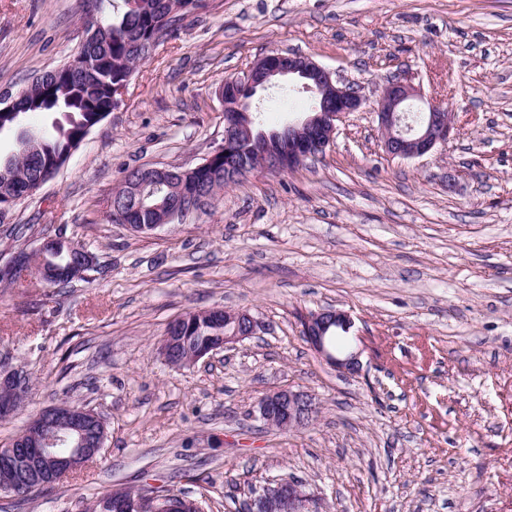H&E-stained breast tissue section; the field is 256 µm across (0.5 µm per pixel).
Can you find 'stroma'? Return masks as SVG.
I'll return each mask as SVG.
<instances>
[{
  "label": "stroma",
  "instance_id": "1",
  "mask_svg": "<svg viewBox=\"0 0 512 512\" xmlns=\"http://www.w3.org/2000/svg\"><path fill=\"white\" fill-rule=\"evenodd\" d=\"M78 0H0V91L77 52ZM281 52L312 57L369 104L323 155L257 171L150 234L110 218L145 166L195 167L224 142L226 79ZM447 100L454 130L389 157L371 106L391 76ZM254 102L266 131L304 118L299 85ZM66 235L97 271L64 286L0 280V364L32 391L0 421V447L59 403L100 413V454L23 505L80 512L152 485L204 512H244L293 478L320 512H512V0H207L133 73L117 108L0 223V269ZM246 311L258 335L183 369L159 345L188 311ZM349 313L361 369L343 375L301 334L303 316ZM305 390L306 428L255 406Z\"/></svg>",
  "mask_w": 512,
  "mask_h": 512
}]
</instances>
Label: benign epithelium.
Returning <instances> with one entry per match:
<instances>
[{
  "label": "benign epithelium",
  "mask_w": 512,
  "mask_h": 512,
  "mask_svg": "<svg viewBox=\"0 0 512 512\" xmlns=\"http://www.w3.org/2000/svg\"><path fill=\"white\" fill-rule=\"evenodd\" d=\"M288 78L318 97L309 115L290 124L276 140L265 133L251 135L253 97L275 84V78ZM367 99L359 89L344 81L310 57L272 53L249 66L243 74L224 82V183L234 184L253 169L240 149L243 134H248L247 150L267 160L273 172L292 170L306 159L323 152L333 140L337 123L364 108ZM382 146L390 157L423 156L448 141L454 129L451 113L435 98H425L413 83L394 78L383 85L378 107ZM146 176L129 186L140 195L149 185L167 186V196L150 210L155 231L177 220L180 198L193 185L194 170L142 167ZM81 260L74 270L78 276L96 268L95 256L82 244L68 242ZM302 335L317 354L342 374L361 369V350L341 351L332 347L333 335L347 334L353 327L351 316L343 310H325L301 320ZM260 323L248 312H224V346L234 345L257 334ZM30 387L28 373L20 366L0 370V417L12 415L18 396ZM319 409L317 398L308 391L281 389L264 396L257 404L259 418L280 429H296L314 421ZM106 437L104 418L95 411L60 404L42 410L29 420L22 437L0 448V468L13 475L7 490L15 496H32L54 488L60 476L96 457ZM249 512H316L315 499L297 480L281 479L264 486L250 499Z\"/></svg>",
  "instance_id": "7a95c632"
}]
</instances>
